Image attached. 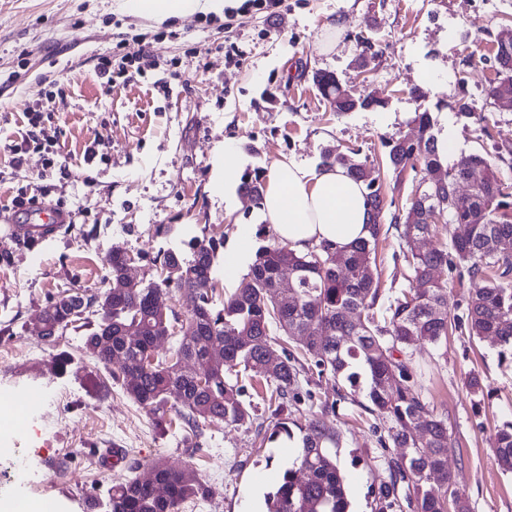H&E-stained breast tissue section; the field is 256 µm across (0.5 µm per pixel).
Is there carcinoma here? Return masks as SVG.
Segmentation results:
<instances>
[{"instance_id": "1", "label": "carcinoma", "mask_w": 512, "mask_h": 512, "mask_svg": "<svg viewBox=\"0 0 512 512\" xmlns=\"http://www.w3.org/2000/svg\"><path fill=\"white\" fill-rule=\"evenodd\" d=\"M495 84L512 89V46L495 47ZM313 82L335 112L380 107L383 100L355 104L328 72L313 73ZM423 150L414 152L404 139L386 143L385 164L358 161L333 148L324 150L320 166H340L362 184L368 211V237L345 250L327 245L297 253L275 242L258 247L249 271L236 288L223 295L196 284L215 275L224 237L195 239L191 256L167 250L156 256L163 265L177 256L180 272L159 284L152 280L136 294L86 289L69 304L55 299L44 306L47 321L84 329L81 352L100 364L109 379L154 418L158 429L169 427L175 412L202 450L200 438L211 425L256 427L291 439L299 431L298 454L282 482L268 497L267 512H348L347 491L336 459L341 436L327 413L301 424L288 420V405L311 396L299 391L301 373L312 369L337 380L338 399L362 395L365 409L389 422L388 437L397 453L388 459L390 480L378 489L387 508L411 512H470L468 500L454 488L448 471V451L454 446L446 420L434 411L423 392L410 348L417 342L438 347L450 330L482 339L491 337L512 348V254L495 251L493 243L512 239V185L505 182L489 155L472 152L448 162L438 147L436 123L427 111H416ZM468 166H480L484 187L470 191L468 204L455 207V194ZM411 171V189L402 206L386 201V193L401 191L403 175ZM444 173L440 185H423L427 174ZM239 191L262 208L260 175L245 173ZM448 201V221L470 226L467 236L439 241L422 250L419 241L431 237L436 225L426 222L431 198ZM395 230L413 287L389 295L380 281L361 274L364 265L377 267L379 245ZM298 270L296 298L279 297L284 267ZM448 269L467 287L463 321L449 315L448 288L436 278ZM164 292L177 298L180 309L160 311L153 296ZM109 330L107 343L101 333ZM222 345L223 360L211 355ZM278 362L269 365L270 355ZM265 382L264 424L257 406L244 396L254 380ZM492 447L502 472L512 474V421L499 425ZM154 479L138 478L115 485L105 503L89 500L96 512H178L189 501L206 499L212 487L199 479L187 481L180 470L162 460L153 466Z\"/></svg>"}]
</instances>
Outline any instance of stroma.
Here are the masks:
<instances>
[{
    "label": "stroma",
    "mask_w": 512,
    "mask_h": 512,
    "mask_svg": "<svg viewBox=\"0 0 512 512\" xmlns=\"http://www.w3.org/2000/svg\"><path fill=\"white\" fill-rule=\"evenodd\" d=\"M269 18L198 13L157 21L123 12L118 0H0V215L36 223L46 208L64 224L27 245L0 235V398L37 393L29 422L0 451H18L30 466L22 484L0 482V495L56 512H86L87 494L151 472L157 460L206 481L214 494L185 502L180 512H241L251 493L272 491L279 464L296 443L263 445L254 430L211 427L207 450L191 454L183 427L160 432L152 415L120 387L99 400L94 378L103 368L80 358L82 334L63 347L76 359L59 374L34 318L51 298L73 288L100 287L103 259L114 248L144 256L136 278L150 277L163 250L189 254L193 238L224 233L233 246L238 225H255L256 244L270 242L259 209L237 199L225 209L211 184L225 142L241 171L267 175L281 160L316 167L329 146L384 160L386 141L414 136L415 111H429L449 158L488 152L501 170L512 167V110L493 112L487 131L456 114L460 92L475 109L495 77L493 41L512 25V0H287ZM337 26V45L319 43ZM149 57L99 77L101 59ZM373 52H365V44ZM368 62H361V53ZM439 71L437 89L414 99L417 75ZM335 75L362 98L384 106L338 114L312 83L315 71ZM40 112L38 141L25 138L30 111ZM24 207H15V200ZM425 394L448 423L455 445L448 467L471 512H512V474H503L490 446L495 427L512 420V355L492 340L449 333L441 347L412 348ZM479 375L481 392L468 387ZM314 401L292 407L298 420L335 402L342 436L338 461L349 502L383 512L379 486L388 481L393 449L387 427L351 401L336 399L331 376L310 375ZM124 461L106 464V449Z\"/></svg>",
    "instance_id": "1"
}]
</instances>
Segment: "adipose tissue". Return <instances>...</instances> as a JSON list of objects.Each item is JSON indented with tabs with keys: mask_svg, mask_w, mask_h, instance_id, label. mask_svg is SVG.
I'll list each match as a JSON object with an SVG mask.
<instances>
[{
	"mask_svg": "<svg viewBox=\"0 0 512 512\" xmlns=\"http://www.w3.org/2000/svg\"><path fill=\"white\" fill-rule=\"evenodd\" d=\"M226 0H123V8L157 20L222 13ZM261 218L272 235L303 253L325 243L344 249L367 237L362 188L342 168L317 171L277 162L267 176Z\"/></svg>",
	"mask_w": 512,
	"mask_h": 512,
	"instance_id": "obj_1",
	"label": "adipose tissue"
}]
</instances>
